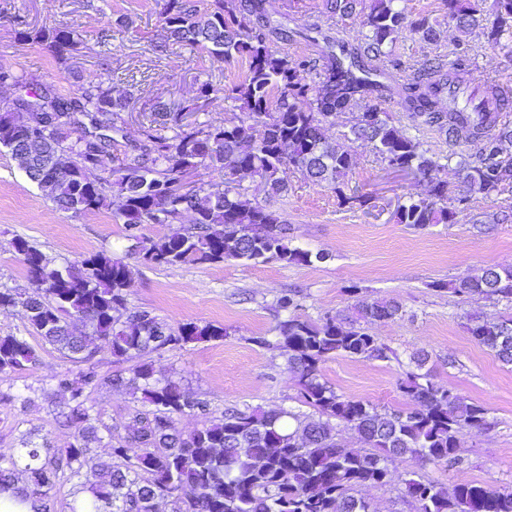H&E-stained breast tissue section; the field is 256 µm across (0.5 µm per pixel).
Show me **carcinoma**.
<instances>
[{"label": "carcinoma", "mask_w": 512, "mask_h": 512, "mask_svg": "<svg viewBox=\"0 0 512 512\" xmlns=\"http://www.w3.org/2000/svg\"><path fill=\"white\" fill-rule=\"evenodd\" d=\"M401 0H318L321 13L342 21L359 15L368 27L353 50L333 51L327 42L316 53L291 61L273 48L277 42L305 37L271 22L265 0H158L159 17L171 44L226 60L243 59L245 77L220 87L199 84L194 102L170 107L151 104L142 139L123 154L112 147L123 136L128 95L114 96L102 82L90 80L69 95L39 86L21 96L11 112H0V145L15 146L4 137L8 127L22 126L27 147L42 153H68V171L49 169L32 176L55 205L75 214H93L112 206V193L122 202L117 218L125 230L144 224H180L193 214L181 233L156 240L146 238L139 261L148 267L185 263L213 264L277 260L287 264L321 262L328 254L294 247L288 224L277 210L245 199V178H257L271 196L288 194L281 177L287 169L308 183L327 185L345 203L365 205L362 195L344 193L352 156L329 142L323 128L341 114L355 112L357 102L376 101L361 114L349 133L371 142L378 160L387 167L411 170L430 186L427 196L399 206V224L424 229L452 224L456 209L448 206L450 188L439 177L440 165L416 139L392 124L378 104L399 97L401 108L419 123L437 128L450 143L474 144L472 154L460 157L459 171L471 193L490 197L512 188V126L503 123L484 134L486 117L465 107L441 108L448 72L439 59L424 62L419 75L407 83L388 85L384 63L404 27ZM448 22L466 34L487 35L512 55V0H494L488 16L472 0H444ZM413 31L428 43L440 37L429 19L414 23ZM22 42L44 46L64 58L75 46L73 30L42 26L18 32ZM222 95L247 121L213 125L187 122L200 111L198 101ZM85 135L69 140L73 124ZM261 127L259 137L253 125ZM173 131L168 136L165 131ZM223 173L219 182H206L184 193L175 185L198 169ZM104 176L92 178L89 171ZM222 225V235L211 232ZM23 255L31 291L0 290V309L20 306L45 343L71 360L87 364L78 378L63 375L57 388L68 393L62 415L75 428L73 442L43 455L47 445L22 444L17 456L0 462V499L29 502L32 512H51L49 491L59 475L80 477L86 467L95 483L79 489L70 512H372L370 503L354 495L360 486L387 485L394 480L390 465L397 459L442 464L462 463L458 455L461 429L491 427L488 409L455 388L437 384L423 371L429 355L413 358L399 389L414 403L408 410H388L361 399L338 394L322 380L321 366L345 355L365 360H391L393 351L367 333L364 323L393 320L403 315L395 301L359 299L357 318L341 325L332 317L319 324L290 316L278 325V346L288 354L303 403L318 417L280 408L227 410L209 416L206 402L189 394L181 379L159 377L145 356L165 348L221 340L227 335L210 323H182L172 327L146 311L126 306L124 290L133 269L105 251L63 267L28 241L15 240ZM432 287L455 294L496 295L512 302V266H492L477 276L454 283L436 281ZM471 339L512 366V316L489 321L470 315L465 324ZM100 341L120 366L135 360L130 375L117 370L103 377L93 362L90 346ZM37 361L34 347L22 335L0 336V374L9 375ZM125 388L134 406L125 436L107 459L92 449L112 440L101 412L85 396L99 385ZM186 413L205 416L201 427L188 433L177 426ZM354 431L369 451L342 448L333 422ZM26 485H17V474ZM404 494L417 512H512V490L477 483L448 489L413 478L403 480Z\"/></svg>", "instance_id": "carcinoma-1"}]
</instances>
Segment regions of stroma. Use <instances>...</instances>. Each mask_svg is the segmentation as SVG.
I'll return each instance as SVG.
<instances>
[{"label": "stroma", "mask_w": 512, "mask_h": 512, "mask_svg": "<svg viewBox=\"0 0 512 512\" xmlns=\"http://www.w3.org/2000/svg\"><path fill=\"white\" fill-rule=\"evenodd\" d=\"M404 8L407 21L426 17L436 24L440 39L429 44L404 30L392 51L399 64L393 72L396 79L412 78L423 60L436 54L453 62L463 48L469 56L471 81L494 79L512 85V60L482 33L465 36L449 25L442 0H405ZM266 9L274 22L312 27L353 45L365 30L362 20L344 25L320 13L315 0H301L296 8L290 0H266ZM121 14L132 18L133 31L101 35L102 18ZM23 25L69 27L75 32V48L60 60L41 45L20 44L17 31ZM165 41L155 0H0V67L31 83L52 86L62 95L93 76L113 93H130V108L124 115L130 141L141 137L144 105L155 101L177 105L192 100L202 81L239 80L246 72L245 61L193 53L166 46ZM130 70L147 72V83L129 88L121 75ZM385 109L441 164L440 174L453 196H467L469 188L457 161L471 154V147L449 144L438 131L414 126L396 101L386 102ZM349 125V115L337 116L325 135L350 151L348 186L367 196L365 206L342 202L332 188L306 183L290 170L284 173L290 190L283 197L269 198L259 180L244 182L249 200L271 204L282 213L294 246L327 253V261L309 265L277 261L141 265L112 211L77 215L60 210L0 147V289L28 286L22 257L13 247L19 237L60 266L102 250L124 259L133 269L126 290L129 307L149 311L172 326L196 322L226 329L224 339L166 348L150 356L159 375L182 378L217 416L231 407L301 410L296 378L286 354L274 343L279 322L288 316L279 306L281 296L295 292L298 315L315 323L327 315L347 320L361 297L397 301L405 310L403 317L368 328L369 334L396 352V359L338 356L323 364V379L344 397L404 409L408 402L398 382L411 370L413 353L427 351L434 382L452 386L484 405L492 426L461 430L459 467L398 460L393 470L445 487L464 482L512 487V366L473 343L465 329L467 314L499 319L512 314V304L434 287L435 282H455L491 265H512V190L473 198L452 224L417 230L396 223L391 217L396 206L426 196L428 184L421 176L384 168L372 144L349 137ZM27 329L23 308L0 311V336L28 335L39 353L35 365L0 381V392L6 396L0 402V457L4 458L16 455L28 438L49 441L56 448L73 439V428L63 426L57 416L62 398L56 378L77 375L81 366ZM87 395L111 428L113 440H120L131 404L128 392L99 387L88 389Z\"/></svg>", "instance_id": "stroma-1"}]
</instances>
